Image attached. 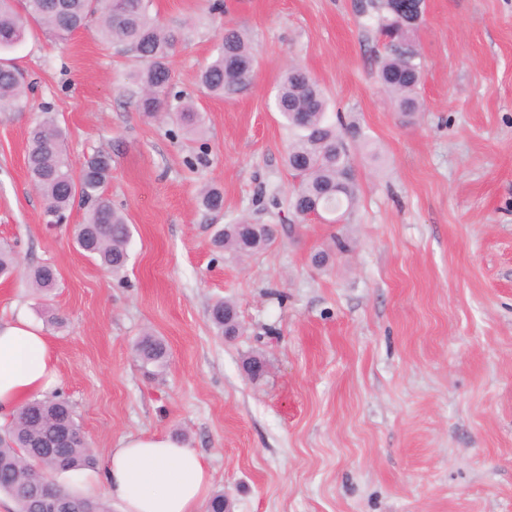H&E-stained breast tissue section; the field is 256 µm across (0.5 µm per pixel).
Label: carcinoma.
Wrapping results in <instances>:
<instances>
[{
	"instance_id": "obj_1",
	"label": "carcinoma",
	"mask_w": 512,
	"mask_h": 512,
	"mask_svg": "<svg viewBox=\"0 0 512 512\" xmlns=\"http://www.w3.org/2000/svg\"><path fill=\"white\" fill-rule=\"evenodd\" d=\"M425 4L426 0H358L357 4V11L368 18L381 43L378 79L403 115L421 108L418 89L424 69L412 32L424 18ZM91 20L97 22L106 43L124 44L137 53L143 65L138 111L148 117L172 112L182 125L193 130L202 127V117L193 104L168 91L169 61L178 39L150 15L149 0H0V54L23 43L34 25L66 40ZM255 64L246 33L226 28L216 56L200 74V82L213 95H233L249 85ZM22 84V72L0 58L1 109L20 112L27 107ZM275 108L293 133L285 156L288 170L298 179L289 199L293 218L302 222L316 213L330 216L331 223L348 219L358 200L348 139L362 138L361 129L352 123L345 126L333 121L317 80L296 66L284 71ZM28 141V172L47 201V213L63 219L74 202H79L87 209V216L75 225L77 245L103 267L114 273L123 271L128 263L131 229L104 193L110 158L96 155L74 169L66 151L65 131L51 116L30 128ZM200 202L215 212L222 209L224 197L216 189L205 188ZM275 233L271 224L259 226L242 219L224 225L215 234L214 245L247 256L269 245ZM18 267L13 251L0 247V277L13 276ZM28 280L35 292L44 293L55 287L57 272L40 266L28 273ZM234 311L235 305L229 300L213 305L211 320L220 334L238 328L237 322L228 319ZM136 354L142 366H155L165 361L167 348L161 338L147 334L136 343ZM64 422L81 430L69 402L55 395L27 403L0 430V492L13 500L16 512H38L40 506L30 491L40 486L50 487L59 499L75 498L56 478L94 467L95 457L82 435L56 449L55 457H46L45 444Z\"/></svg>"
}]
</instances>
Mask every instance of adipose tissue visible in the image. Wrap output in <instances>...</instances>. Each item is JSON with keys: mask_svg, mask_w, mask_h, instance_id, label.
Masks as SVG:
<instances>
[{"mask_svg": "<svg viewBox=\"0 0 512 512\" xmlns=\"http://www.w3.org/2000/svg\"><path fill=\"white\" fill-rule=\"evenodd\" d=\"M60 383L42 329L23 316L0 319V423ZM73 490L85 497L105 492L121 512H200L210 473L203 458L176 439L128 435L111 449L102 475L78 481Z\"/></svg>", "mask_w": 512, "mask_h": 512, "instance_id": "1", "label": "adipose tissue"}]
</instances>
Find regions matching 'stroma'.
Segmentation results:
<instances>
[{
	"label": "stroma",
	"mask_w": 512,
	"mask_h": 512,
	"mask_svg": "<svg viewBox=\"0 0 512 512\" xmlns=\"http://www.w3.org/2000/svg\"><path fill=\"white\" fill-rule=\"evenodd\" d=\"M213 3L149 5L179 37L170 90L203 114L195 134L137 111L140 61L95 28L37 31L9 52L28 106L0 109V244L21 268L0 279V318L43 327L98 465L123 436L169 435L204 458L229 512H512V0H426L423 109L409 117L378 81L356 0ZM227 27L258 63L218 98L198 76ZM290 65L363 132L340 224L289 219L291 133L274 100ZM46 112L73 167L112 158L104 190L132 226L121 273L76 247L84 209L48 223L25 165ZM207 185L222 210L198 206ZM243 217L275 225V242L242 260L216 251V227ZM42 265L58 284L37 295L24 273ZM219 299L238 336L217 335ZM148 331L167 345L154 373L134 351ZM251 355L262 378L242 369Z\"/></svg>",
	"instance_id": "obj_1"
}]
</instances>
